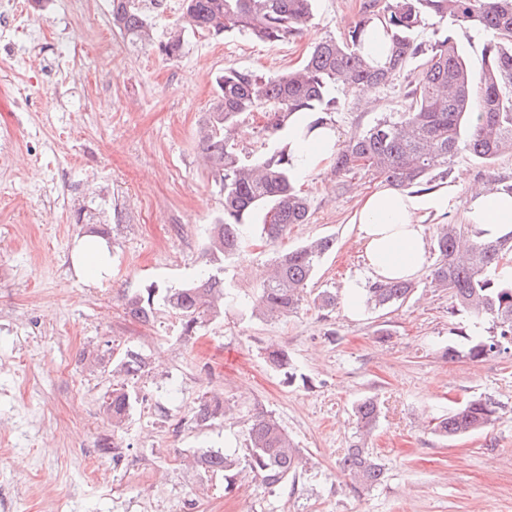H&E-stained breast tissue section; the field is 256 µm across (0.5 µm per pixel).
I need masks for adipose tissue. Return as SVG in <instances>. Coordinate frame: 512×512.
Segmentation results:
<instances>
[{"mask_svg": "<svg viewBox=\"0 0 512 512\" xmlns=\"http://www.w3.org/2000/svg\"><path fill=\"white\" fill-rule=\"evenodd\" d=\"M299 176H307L324 165L338 142L334 128L313 131L298 124L288 133ZM448 201L434 197L423 201L393 187L366 195L355 214L358 240L364 253L367 278L347 281L345 305L350 316L364 310L366 282L392 279L413 280L422 271L428 244L424 221L430 213H442ZM465 223L492 231L512 228V194L478 185L472 188ZM72 266L82 281L96 284L112 275V252L95 236L81 237L74 248Z\"/></svg>", "mask_w": 512, "mask_h": 512, "instance_id": "adipose-tissue-1", "label": "adipose tissue"}]
</instances>
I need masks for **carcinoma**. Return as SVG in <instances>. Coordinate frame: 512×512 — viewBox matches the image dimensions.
<instances>
[{
    "label": "carcinoma",
    "mask_w": 512,
    "mask_h": 512,
    "mask_svg": "<svg viewBox=\"0 0 512 512\" xmlns=\"http://www.w3.org/2000/svg\"><path fill=\"white\" fill-rule=\"evenodd\" d=\"M184 2L181 16L158 43L137 0H112V25L133 43L176 61L188 34H239L277 43L302 36L313 23L312 0ZM428 20L484 31L480 65L468 63L450 34L429 45L418 42V30ZM412 60L419 64L406 110L377 119L333 150V172L339 181L365 171L400 190L428 192L447 179L461 155L491 170L503 153L512 152V0H365L359 18L340 36L319 41L299 66L280 73L229 66L216 76V93L198 130L203 166L224 191V218L208 228L209 267L179 287L152 282L125 296L127 314L147 321L162 306L180 318L185 337L221 317L227 300L224 260L240 254L253 209L266 210L261 236L271 242L284 238L291 225L308 223L310 201L296 187L288 127L300 114L310 131L327 125L339 104L336 93L355 96L364 87L389 86ZM253 112L264 113L271 147L261 159L246 163L231 135L238 118ZM334 245V238L321 237L279 254L257 286L252 313L273 320L294 312ZM434 251L433 287L448 293V314L467 318L460 327L466 348L450 346L446 358L480 361L512 346V230L493 233L473 224H438ZM413 289V283L403 280L371 283L365 305L399 307ZM487 320L498 329L496 335L483 333ZM266 354L288 384H307L292 371L287 350L271 346ZM147 366L145 355L131 346L112 359V376L118 382L103 404L112 422V443L100 448L114 459L123 448L118 434L137 402L129 381L144 374ZM354 412L360 437L339 466L354 489L369 490L384 481L383 465L365 447L380 408L374 398L366 397L355 404ZM498 414L497 403L470 400L439 419L434 431L452 439L486 430ZM192 417L197 424L224 418V400L202 397ZM247 440L243 466L236 455L212 449L194 452L189 462L206 472L224 473L227 492L234 489L241 466L262 486L274 489L307 464L288 434L263 411L253 414Z\"/></svg>",
    "instance_id": "obj_1"
}]
</instances>
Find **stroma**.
Masks as SVG:
<instances>
[{
    "instance_id": "35a3bbf8",
    "label": "stroma",
    "mask_w": 512,
    "mask_h": 512,
    "mask_svg": "<svg viewBox=\"0 0 512 512\" xmlns=\"http://www.w3.org/2000/svg\"><path fill=\"white\" fill-rule=\"evenodd\" d=\"M363 0H316L301 37L269 44L238 35L189 36L182 57L166 60L132 46L111 23V0L51 31L37 67L0 70V512H48L59 497L72 512H512V352L473 362L445 358L463 347L461 317L434 288L430 269L402 306L347 316L318 306L323 291L344 296L364 272L354 214L380 180L357 172L343 188L325 164L298 183L308 223L269 243L250 232L244 251L224 265L233 302L198 336L183 337L166 309L144 324L127 317L123 297L145 285H178L205 263L208 224L224 213V193L199 163L198 127L227 66L279 72L297 66L315 42L356 20ZM67 55L75 78L52 77ZM416 69L407 66L365 104L341 97L331 115L340 140L407 107ZM33 103L17 112L18 95ZM263 115L241 117L232 134L242 160L266 150ZM483 168L460 157L435 189L448 209L429 216L458 224ZM104 232L112 275L92 286L76 277L72 249L87 228ZM330 236L336 246L309 283L299 308L277 321L249 304L277 251ZM388 338H381V331ZM286 349L308 386L288 385L266 359ZM141 348L150 370L122 435L119 458L102 454L112 425L102 403L112 389L113 353ZM219 395L224 419L191 422L199 399ZM381 408L368 441L383 464L379 487L353 490L339 469L358 439L356 400ZM498 403L487 431L453 440L431 429L472 398ZM271 415L309 460L295 482L269 490L241 472L233 492L224 477L183 464L177 452L219 449L245 458L255 410Z\"/></svg>"
}]
</instances>
